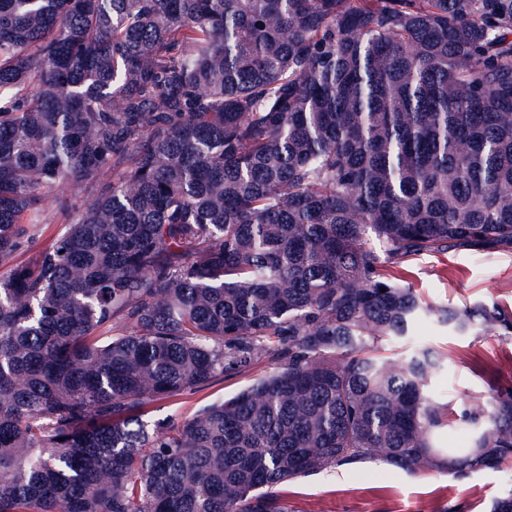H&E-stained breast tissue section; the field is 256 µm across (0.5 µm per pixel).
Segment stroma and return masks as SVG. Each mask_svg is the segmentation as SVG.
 Segmentation results:
<instances>
[{"mask_svg":"<svg viewBox=\"0 0 512 512\" xmlns=\"http://www.w3.org/2000/svg\"><path fill=\"white\" fill-rule=\"evenodd\" d=\"M386 274L432 306L457 310L486 303L512 312V253L448 250L409 258L389 266ZM418 346L439 354L442 368L431 377L430 389L455 415L487 401L494 391L512 387L511 333L477 328L460 333L427 320L407 339L379 343L377 354L397 359ZM275 365V359L266 357L250 369L155 402L149 417L182 421L214 401L234 396ZM280 492L291 512H488L494 499L512 492V466L459 480L444 470L411 476L366 459L298 478Z\"/></svg>","mask_w":512,"mask_h":512,"instance_id":"1","label":"stroma"}]
</instances>
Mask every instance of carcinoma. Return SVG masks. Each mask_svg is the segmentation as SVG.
<instances>
[{"label":"carcinoma","mask_w":512,"mask_h":512,"mask_svg":"<svg viewBox=\"0 0 512 512\" xmlns=\"http://www.w3.org/2000/svg\"><path fill=\"white\" fill-rule=\"evenodd\" d=\"M48 208L71 224L15 263ZM446 250L512 252V0H0V512H288L277 487L366 458L511 465L512 388L440 448L439 357L374 354L432 312L383 269ZM277 360L263 358L245 371L232 374H224L212 380L209 384L176 398L162 400L150 405L148 417L151 420L172 418L174 422H180L194 415L204 406L229 398L246 388L258 378L266 375L276 367Z\"/></svg>","instance_id":"carcinoma-1"}]
</instances>
